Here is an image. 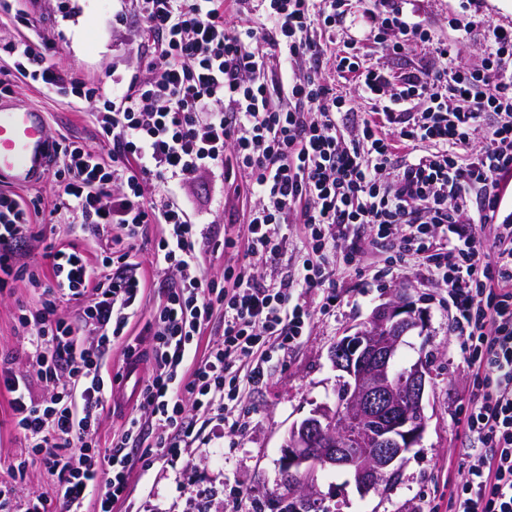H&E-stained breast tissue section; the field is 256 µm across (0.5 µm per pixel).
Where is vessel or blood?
<instances>
[{"label":"vessel or blood","mask_w":512,"mask_h":512,"mask_svg":"<svg viewBox=\"0 0 512 512\" xmlns=\"http://www.w3.org/2000/svg\"><path fill=\"white\" fill-rule=\"evenodd\" d=\"M48 163L49 147L41 113L0 105V174L27 183L43 174Z\"/></svg>","instance_id":"obj_1"}]
</instances>
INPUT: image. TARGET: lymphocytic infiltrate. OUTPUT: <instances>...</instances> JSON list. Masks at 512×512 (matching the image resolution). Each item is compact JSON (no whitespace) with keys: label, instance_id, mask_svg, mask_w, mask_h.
Here are the masks:
<instances>
[{"label":"lymphocytic infiltrate","instance_id":"obj_1","mask_svg":"<svg viewBox=\"0 0 512 512\" xmlns=\"http://www.w3.org/2000/svg\"><path fill=\"white\" fill-rule=\"evenodd\" d=\"M128 2L145 67L128 83L79 81L30 39L0 48L14 57L20 82L92 104L110 145L104 155L62 140L50 170L62 187L54 214L104 242L101 268L78 244L35 230L38 197L0 195V288L27 279L43 297L34 317L19 319L37 377L4 363L0 387L26 447L60 475L54 495L28 498L21 512H86L97 486V512H112L145 430L174 460L197 425H223L242 390L263 381L267 359L305 336L306 297L334 275L313 254L360 225L395 260L429 264L448 290L463 361L481 379L458 415L474 445L462 453L448 512H512V222L498 219L499 179L512 172V31L449 18V28L483 32L485 69L474 72L457 43L436 40L405 14L403 0H374L364 19L384 54L422 46L438 60L394 80L383 65L363 64L356 42L336 43L348 0ZM328 66L355 97L335 93ZM360 98L372 101L369 112L358 113ZM345 119L355 122L353 135H344ZM484 126L485 146L460 162ZM204 174L254 201L245 238L220 243L236 256L221 286L200 267L207 234L176 193ZM292 217L312 256L288 279L278 269ZM152 224L162 227L153 263L178 280L150 326L152 370L139 412L103 448L94 438L109 402L100 368L139 308L145 282L130 252ZM37 248L48 270L31 277L26 257ZM258 264L266 275H255ZM64 301L77 306L75 320L58 316ZM218 309L224 334L196 355L194 341ZM36 380L43 394L33 393Z\"/></svg>","mask_w":512,"mask_h":512}]
</instances>
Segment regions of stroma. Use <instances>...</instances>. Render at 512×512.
<instances>
[{"label":"stroma","instance_id":"stroma-1","mask_svg":"<svg viewBox=\"0 0 512 512\" xmlns=\"http://www.w3.org/2000/svg\"><path fill=\"white\" fill-rule=\"evenodd\" d=\"M361 9V0H352L336 28V39L357 42L364 64H384L397 76L429 58V51L419 46L398 57L383 56L380 45L357 22ZM406 9L413 20L443 40L455 36L448 27L449 17L455 15L512 30V0H410ZM138 30L137 17L122 12L119 0H11L9 11L0 14V44L21 36L46 44L49 59L85 82L129 79L136 66ZM7 102L41 112L50 135L61 134L103 151L108 148L87 103L68 102L38 85L22 86ZM180 200L201 211L219 236L224 233L225 207L241 204L209 176L183 186ZM160 236V225H151L135 246L146 280L144 296L131 321L129 340L113 346L101 369L104 377L120 376L130 351L148 347V327L167 287L165 276L151 263ZM369 240L370 231L363 227L352 242L329 253L336 276L308 297V335L298 348L269 362L266 381L251 387L240 406L229 413V427L200 430L181 458L172 462L139 454L127 498L112 512H288L292 498L281 485V464L289 428L317 406L335 403L332 345L401 288L428 313L426 331L408 335L400 351L404 364L421 357L431 361L425 433L406 454L392 484L362 493L347 470H321L297 500L299 512H446L464 444L457 416L468 402L475 375L464 364L452 335L448 291L435 282L430 267L419 260L391 265L389 250L372 248ZM386 265L392 266V276L378 277V270ZM40 306L39 291L28 282L0 291V357L13 359L14 371L22 374H33L34 369L18 318L22 311ZM23 459L28 462L23 476H9L8 465ZM0 481L13 487L12 512L31 494L52 492L58 484L57 476L32 458L15 430L8 394L1 389Z\"/></svg>","mask_w":512,"mask_h":512}]
</instances>
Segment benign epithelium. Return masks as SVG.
I'll return each instance as SVG.
<instances>
[{
	"mask_svg": "<svg viewBox=\"0 0 512 512\" xmlns=\"http://www.w3.org/2000/svg\"><path fill=\"white\" fill-rule=\"evenodd\" d=\"M427 313L403 294L376 307L354 333L332 347L330 358L348 381L337 402L321 405L291 426L283 471L306 486L319 469L351 472L364 492L384 483L417 445L426 428L423 399L427 362L399 361L405 337L426 329Z\"/></svg>",
	"mask_w": 512,
	"mask_h": 512,
	"instance_id": "benign-epithelium-1",
	"label": "benign epithelium"
}]
</instances>
